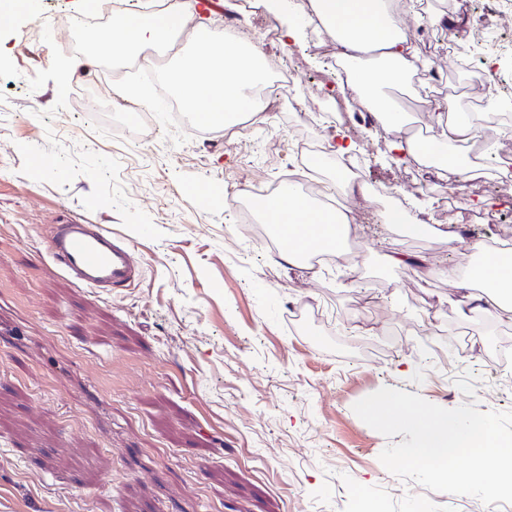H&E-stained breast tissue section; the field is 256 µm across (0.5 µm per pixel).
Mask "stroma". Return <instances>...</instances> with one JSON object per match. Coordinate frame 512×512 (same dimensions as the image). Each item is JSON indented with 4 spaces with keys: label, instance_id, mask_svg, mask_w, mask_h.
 Here are the masks:
<instances>
[{
    "label": "stroma",
    "instance_id": "obj_1",
    "mask_svg": "<svg viewBox=\"0 0 512 512\" xmlns=\"http://www.w3.org/2000/svg\"><path fill=\"white\" fill-rule=\"evenodd\" d=\"M434 25L407 0L398 18L416 58L444 73V97L491 79L512 106V13L480 0H436ZM87 0H32L0 28V512H512L469 495L433 492L391 474L389 442L353 411L389 387L446 409L512 411V377L490 359L512 340V315L464 318L448 284L475 244L512 234V191L494 171L458 182L460 203L497 223L459 224L443 205L444 176L393 159L394 133L355 121L337 70L315 48L297 0L290 14L263 0L242 22L266 57L290 64V105L249 114L177 145L161 124L142 137L87 119L82 92L115 107L97 49L105 27L81 25ZM296 40L263 39L283 31ZM477 31L510 38L488 56ZM82 46L75 54L63 33ZM458 42L460 51L448 50ZM315 114L295 122L293 104ZM353 145L369 196H345L361 239L352 266L278 263L275 249L237 230L236 199L288 177L294 137ZM409 222L391 226V207ZM100 224L130 244L141 277L119 293L77 285L48 256L53 224ZM413 257L394 268L392 253ZM317 311L314 333L293 308Z\"/></svg>",
    "mask_w": 512,
    "mask_h": 512
}]
</instances>
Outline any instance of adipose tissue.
Returning a JSON list of instances; mask_svg holds the SVG:
<instances>
[{"mask_svg": "<svg viewBox=\"0 0 512 512\" xmlns=\"http://www.w3.org/2000/svg\"><path fill=\"white\" fill-rule=\"evenodd\" d=\"M315 10L323 19L327 31L336 42V56L345 65L347 85L363 106L374 112L377 121L399 139L393 147L398 156L432 157L443 155L447 168L454 176L480 175L478 164H466L449 156L451 145L470 141L476 134L475 125L468 120L443 114L432 116L427 138L418 140L402 137L407 116L397 103L380 97L384 87L402 84L416 68V58L408 44V37L395 19L394 0H314ZM194 0H175L171 6L172 20L153 19L131 15L119 27L113 28L101 47L106 51L140 54L165 41L174 22L191 20ZM263 223L284 228L288 240L280 248L278 260L292 263L299 246L338 253L352 224L349 212L315 206L297 186L277 191L258 203ZM482 280L490 290L483 297L473 298L475 280ZM448 283L460 294V304L469 313H495L512 299V251L485 253L477 276L449 273Z\"/></svg>", "mask_w": 512, "mask_h": 512, "instance_id": "ef3b65f1", "label": "adipose tissue"}]
</instances>
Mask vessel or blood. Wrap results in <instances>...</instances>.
<instances>
[{
  "label": "vessel or blood",
  "instance_id": "vessel-or-blood-1",
  "mask_svg": "<svg viewBox=\"0 0 512 512\" xmlns=\"http://www.w3.org/2000/svg\"><path fill=\"white\" fill-rule=\"evenodd\" d=\"M48 251L62 272L93 290L130 287L139 274L131 247L98 224L53 225Z\"/></svg>",
  "mask_w": 512,
  "mask_h": 512
}]
</instances>
